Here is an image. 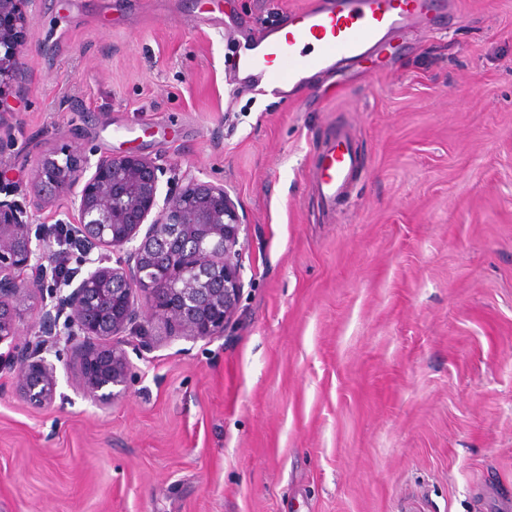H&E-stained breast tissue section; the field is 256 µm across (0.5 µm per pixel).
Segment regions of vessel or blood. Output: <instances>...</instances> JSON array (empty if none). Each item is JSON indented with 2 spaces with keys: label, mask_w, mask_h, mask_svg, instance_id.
Returning <instances> with one entry per match:
<instances>
[{
  "label": "vessel or blood",
  "mask_w": 512,
  "mask_h": 512,
  "mask_svg": "<svg viewBox=\"0 0 512 512\" xmlns=\"http://www.w3.org/2000/svg\"><path fill=\"white\" fill-rule=\"evenodd\" d=\"M440 0H327L325 6L290 13L287 27L267 30L245 41L231 75L258 89L291 98L311 76L337 75L377 53L386 37L411 26L435 27ZM360 163L349 129L326 139L314 166L320 203L335 209Z\"/></svg>",
  "instance_id": "b4317fda"
}]
</instances>
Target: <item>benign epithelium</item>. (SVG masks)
Returning a JSON list of instances; mask_svg holds the SVG:
<instances>
[{
  "mask_svg": "<svg viewBox=\"0 0 512 512\" xmlns=\"http://www.w3.org/2000/svg\"><path fill=\"white\" fill-rule=\"evenodd\" d=\"M33 0H0V123L7 98L25 81L22 38ZM159 167L136 153L96 162L76 153L39 160L37 182L69 196L77 216L71 235L86 266L65 296L63 329L75 341L73 359L85 398L106 408L126 387L131 365L112 340L135 331L138 312L173 323L194 338L224 332L244 288L238 255L243 219L224 185L190 179L159 199ZM32 215L0 199V345L16 369V387L29 403L54 399L56 367L41 340H21L20 305L33 285L20 272L49 255V238L32 235ZM107 249L112 265L91 254ZM141 298L137 310L134 294Z\"/></svg>",
  "mask_w": 512,
  "mask_h": 512,
  "instance_id": "benign-epithelium-1",
  "label": "benign epithelium"
}]
</instances>
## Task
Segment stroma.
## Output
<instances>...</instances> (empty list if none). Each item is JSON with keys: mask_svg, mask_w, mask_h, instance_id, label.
Returning <instances> with one entry per match:
<instances>
[{"mask_svg": "<svg viewBox=\"0 0 512 512\" xmlns=\"http://www.w3.org/2000/svg\"><path fill=\"white\" fill-rule=\"evenodd\" d=\"M313 0H36L0 129V197L34 232L36 161L135 149L159 193L223 184L244 220L231 328L139 319L126 390L52 403L0 362V512H512V0H454L295 102L231 83L240 33ZM349 126L335 211L312 172Z\"/></svg>", "mask_w": 512, "mask_h": 512, "instance_id": "stroma-1", "label": "stroma"}]
</instances>
